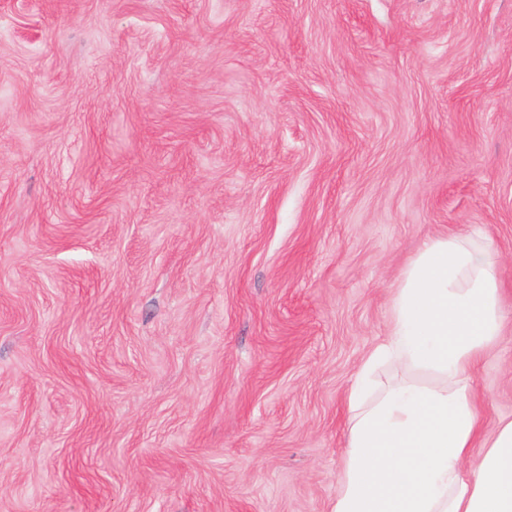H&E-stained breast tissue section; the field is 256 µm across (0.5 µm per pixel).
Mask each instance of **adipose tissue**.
<instances>
[{"label": "adipose tissue", "mask_w": 512, "mask_h": 512, "mask_svg": "<svg viewBox=\"0 0 512 512\" xmlns=\"http://www.w3.org/2000/svg\"><path fill=\"white\" fill-rule=\"evenodd\" d=\"M497 253L481 235L426 239L403 269L389 332L347 393L332 512H512V419L485 434L471 375L501 333ZM383 363L429 372L368 394Z\"/></svg>", "instance_id": "ef3b65f1"}]
</instances>
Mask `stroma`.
I'll use <instances>...</instances> for the list:
<instances>
[{"mask_svg":"<svg viewBox=\"0 0 512 512\" xmlns=\"http://www.w3.org/2000/svg\"><path fill=\"white\" fill-rule=\"evenodd\" d=\"M498 251L512 0H0V512H331L429 237Z\"/></svg>","mask_w":512,"mask_h":512,"instance_id":"35a3bbf8","label":"stroma"}]
</instances>
